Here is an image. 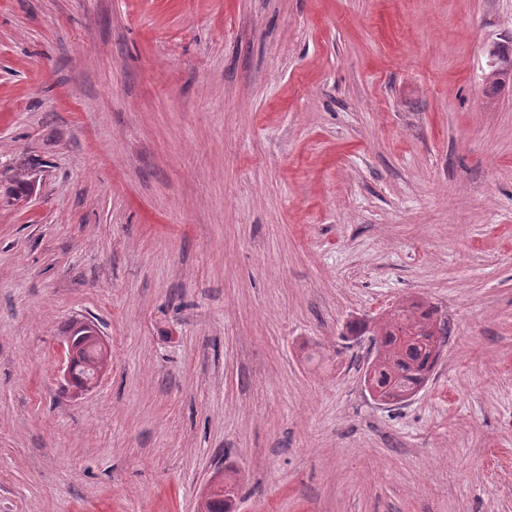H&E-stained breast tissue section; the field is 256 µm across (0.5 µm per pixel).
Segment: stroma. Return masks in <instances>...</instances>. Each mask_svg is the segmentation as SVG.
Returning <instances> with one entry per match:
<instances>
[{
  "instance_id": "obj_1",
  "label": "stroma",
  "mask_w": 512,
  "mask_h": 512,
  "mask_svg": "<svg viewBox=\"0 0 512 512\" xmlns=\"http://www.w3.org/2000/svg\"><path fill=\"white\" fill-rule=\"evenodd\" d=\"M492 44L512 0H0V512H512ZM409 298L448 341L385 404L343 332ZM90 331L84 333L83 335H88L89 339L98 344L101 347L99 361L97 363L96 371L94 373V377L90 382L85 383L82 387H77L80 392L90 391L95 388L102 380L105 375V369L107 366L108 359V348L105 344L103 337L98 333V331L94 327L87 326Z\"/></svg>"
}]
</instances>
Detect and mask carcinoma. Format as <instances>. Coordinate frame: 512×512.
Instances as JSON below:
<instances>
[{
    "instance_id": "carcinoma-1",
    "label": "carcinoma",
    "mask_w": 512,
    "mask_h": 512,
    "mask_svg": "<svg viewBox=\"0 0 512 512\" xmlns=\"http://www.w3.org/2000/svg\"><path fill=\"white\" fill-rule=\"evenodd\" d=\"M29 173H16L7 188L17 200L28 195ZM448 341V322L437 318V309L411 301L388 311L377 326L376 353L364 382L371 384L386 403L406 401L429 377L437 361L439 347Z\"/></svg>"
}]
</instances>
